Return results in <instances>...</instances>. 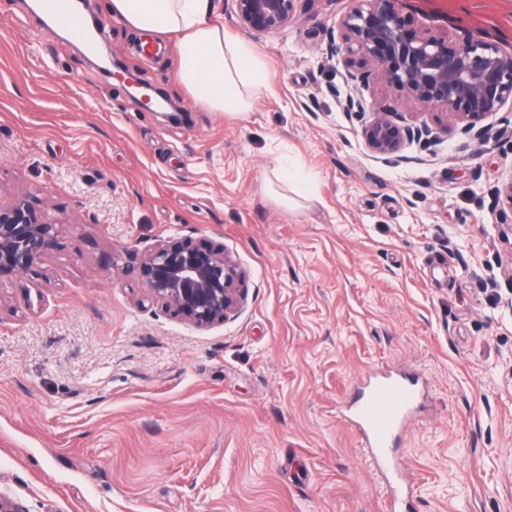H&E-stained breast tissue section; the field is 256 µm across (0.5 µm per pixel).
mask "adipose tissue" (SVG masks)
<instances>
[{"label":"adipose tissue","mask_w":512,"mask_h":512,"mask_svg":"<svg viewBox=\"0 0 512 512\" xmlns=\"http://www.w3.org/2000/svg\"><path fill=\"white\" fill-rule=\"evenodd\" d=\"M108 8L132 31L178 36L176 79L209 111L246 115L265 88L260 55L213 21L211 0H109Z\"/></svg>","instance_id":"obj_1"}]
</instances>
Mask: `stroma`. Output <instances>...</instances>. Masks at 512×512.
<instances>
[{"instance_id": "stroma-1", "label": "stroma", "mask_w": 512, "mask_h": 512, "mask_svg": "<svg viewBox=\"0 0 512 512\" xmlns=\"http://www.w3.org/2000/svg\"><path fill=\"white\" fill-rule=\"evenodd\" d=\"M105 4L90 11L107 49L188 118L162 122L0 0V199L62 224L0 281V492L26 512H387L341 410L392 370L421 391L391 450L413 488L399 512H512V110L483 141L376 79L347 85L328 43L349 0H299L263 35L215 0L268 84L229 117L177 83L173 38L143 54ZM397 7L512 48V0ZM353 90L434 141L371 152ZM279 170L287 207L266 190ZM168 238L223 244L237 313L200 330L147 298L131 252Z\"/></svg>"}]
</instances>
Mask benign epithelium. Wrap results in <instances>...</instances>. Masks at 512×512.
I'll list each match as a JSON object with an SVG mask.
<instances>
[{
  "label": "benign epithelium",
  "instance_id": "benign-epithelium-1",
  "mask_svg": "<svg viewBox=\"0 0 512 512\" xmlns=\"http://www.w3.org/2000/svg\"><path fill=\"white\" fill-rule=\"evenodd\" d=\"M238 18L256 34L287 26L298 0H233ZM352 7L330 35V55L343 56L349 80L365 81L372 72L389 87L423 106H442L462 130L489 138L481 123L512 101V53L497 42L472 34H434L415 26L396 8L397 0H351ZM346 108L364 118L366 147L390 161L407 142L431 141L427 124H402L396 112L367 108L353 96ZM62 223L35 211L24 195L0 203V278L24 272L55 245ZM152 301L198 329L221 324L242 302L241 272L224 247L184 240H160L133 252Z\"/></svg>",
  "mask_w": 512,
  "mask_h": 512
}]
</instances>
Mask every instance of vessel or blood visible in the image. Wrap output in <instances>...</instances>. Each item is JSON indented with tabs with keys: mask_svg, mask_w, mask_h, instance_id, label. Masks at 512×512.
Returning a JSON list of instances; mask_svg holds the SVG:
<instances>
[{
	"mask_svg": "<svg viewBox=\"0 0 512 512\" xmlns=\"http://www.w3.org/2000/svg\"><path fill=\"white\" fill-rule=\"evenodd\" d=\"M417 397L415 381L381 373L370 378L353 406L352 420L367 441L372 461L384 470L400 467L389 448L396 432L409 420Z\"/></svg>",
	"mask_w": 512,
	"mask_h": 512,
	"instance_id": "vessel-or-blood-1",
	"label": "vessel or blood"
}]
</instances>
